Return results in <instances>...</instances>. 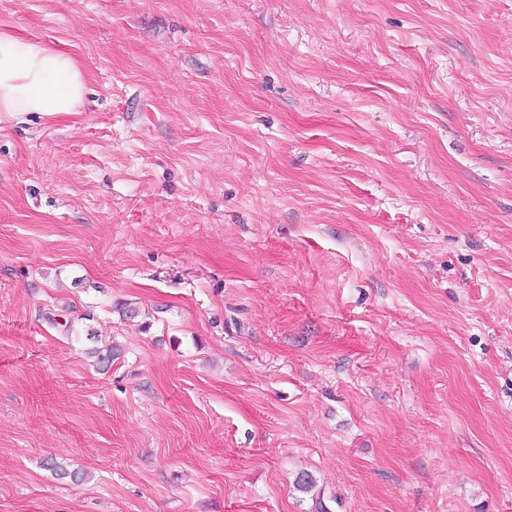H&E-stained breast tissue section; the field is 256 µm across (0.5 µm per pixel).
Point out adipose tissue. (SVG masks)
I'll use <instances>...</instances> for the list:
<instances>
[{"label":"adipose tissue","instance_id":"obj_1","mask_svg":"<svg viewBox=\"0 0 512 512\" xmlns=\"http://www.w3.org/2000/svg\"><path fill=\"white\" fill-rule=\"evenodd\" d=\"M86 83V72L73 54L0 29V117L77 112Z\"/></svg>","mask_w":512,"mask_h":512}]
</instances>
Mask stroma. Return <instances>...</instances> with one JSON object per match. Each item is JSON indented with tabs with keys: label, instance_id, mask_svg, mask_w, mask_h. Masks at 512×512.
Masks as SVG:
<instances>
[{
	"label": "stroma",
	"instance_id": "stroma-1",
	"mask_svg": "<svg viewBox=\"0 0 512 512\" xmlns=\"http://www.w3.org/2000/svg\"><path fill=\"white\" fill-rule=\"evenodd\" d=\"M0 28L89 74L0 119V512H512V0Z\"/></svg>",
	"mask_w": 512,
	"mask_h": 512
}]
</instances>
